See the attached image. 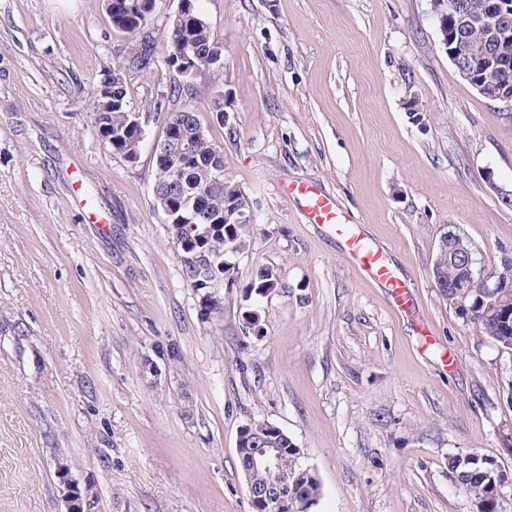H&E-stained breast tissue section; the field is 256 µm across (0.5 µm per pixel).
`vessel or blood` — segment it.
<instances>
[{
    "label": "vessel or blood",
    "mask_w": 512,
    "mask_h": 512,
    "mask_svg": "<svg viewBox=\"0 0 512 512\" xmlns=\"http://www.w3.org/2000/svg\"><path fill=\"white\" fill-rule=\"evenodd\" d=\"M287 197L305 210L308 223L327 229L342 244L346 262L365 279L386 288L401 312L410 309L411 295L388 255L337 206L335 199L310 185L289 187Z\"/></svg>",
    "instance_id": "b4317fda"
}]
</instances>
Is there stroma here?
I'll list each match as a JSON object with an SVG mask.
<instances>
[{"label": "stroma", "mask_w": 512, "mask_h": 512, "mask_svg": "<svg viewBox=\"0 0 512 512\" xmlns=\"http://www.w3.org/2000/svg\"><path fill=\"white\" fill-rule=\"evenodd\" d=\"M199 10L223 63L188 86L160 60L130 73L131 164L94 124L93 89L132 48L103 0H0V512H67L62 465L90 512H253V421L300 448L311 512H476L449 463L512 471V351L441 299L432 265L448 224L487 265L512 251L506 106L459 77L429 0ZM184 108L256 216L206 289L153 199L154 143ZM301 183L387 249L413 315L284 197ZM262 269L278 286L258 299Z\"/></svg>", "instance_id": "obj_1"}]
</instances>
